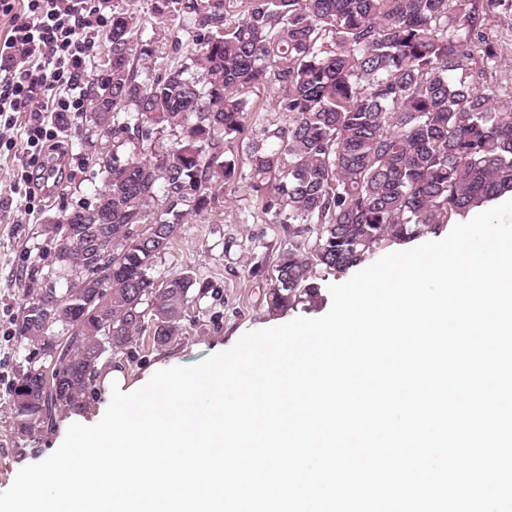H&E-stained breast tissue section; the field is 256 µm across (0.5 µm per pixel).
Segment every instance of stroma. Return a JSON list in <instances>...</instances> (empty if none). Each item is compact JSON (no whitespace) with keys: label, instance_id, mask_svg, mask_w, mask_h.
Listing matches in <instances>:
<instances>
[{"label":"stroma","instance_id":"1","mask_svg":"<svg viewBox=\"0 0 512 512\" xmlns=\"http://www.w3.org/2000/svg\"><path fill=\"white\" fill-rule=\"evenodd\" d=\"M154 0H111L113 9L128 10L146 27L164 62L174 63L169 52L174 37L184 26L181 16H158ZM486 41L473 48L475 61L486 49H494L497 63L488 69L480 84L492 90L496 101L512 100V12L493 11L486 24ZM0 139L10 141L0 152V492L7 490L25 466L52 454L71 424L97 423L107 409L112 386L101 383L83 410L60 416L56 425L34 439H18L11 420V385L19 369L37 361L35 348L21 346L15 334L16 316L26 290L43 285L56 265L57 243L44 231L62 214L93 203L104 188L94 158L100 157V138L91 130L88 113L77 115L63 134V147L50 158L59 170L54 182L41 183L35 191L33 210H26L25 186L19 179L25 141L20 127L0 126ZM241 177L226 186L212 211L185 219L166 253L156 261L155 278L166 279L186 270L198 281L211 283L208 294L190 305L181 322L177 340L165 349L153 347L149 331L137 335L126 353L113 356V367L125 383H147L158 370L191 366L204 358L232 348L247 332L275 327L298 317L318 318L331 308L330 285L341 284L350 272L325 273L319 281L321 300L316 306L297 307L268 314L266 293L274 265L288 248L285 225L270 223L263 214L246 177L249 166L239 158Z\"/></svg>","mask_w":512,"mask_h":512}]
</instances>
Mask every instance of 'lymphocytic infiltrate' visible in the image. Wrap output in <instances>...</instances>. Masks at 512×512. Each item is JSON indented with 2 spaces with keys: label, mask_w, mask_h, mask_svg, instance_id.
Here are the masks:
<instances>
[{
  "label": "lymphocytic infiltrate",
  "mask_w": 512,
  "mask_h": 512,
  "mask_svg": "<svg viewBox=\"0 0 512 512\" xmlns=\"http://www.w3.org/2000/svg\"><path fill=\"white\" fill-rule=\"evenodd\" d=\"M109 0H0V117L22 123L35 166L68 118L84 112Z\"/></svg>",
  "instance_id": "f902f5d3"
}]
</instances>
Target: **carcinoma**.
<instances>
[{"mask_svg":"<svg viewBox=\"0 0 512 512\" xmlns=\"http://www.w3.org/2000/svg\"><path fill=\"white\" fill-rule=\"evenodd\" d=\"M229 2L154 0L155 14L183 16L194 49L190 63L159 70L147 66L157 50L134 16L112 12L90 116L97 135L112 138V158L100 165L96 204L71 211L91 224L98 204L111 207L112 266L96 271L105 314L90 316L83 288L28 289L17 338L45 362L19 370L12 385L20 438L81 407L108 358L144 325L158 348L177 338L197 279L185 271L159 286L154 262L184 218L213 209L236 180L238 153L264 214L292 237L267 292L271 314L317 304V269L355 267L512 191V106L496 104L471 74L488 12L512 10V0H239L234 22ZM269 83L288 123L268 120L247 137L250 94ZM167 135L176 142L157 150ZM138 224L158 229L142 239ZM61 228L45 231L57 238L66 283L84 251L64 244ZM54 294L65 314L35 316ZM45 371L61 385L57 396L22 392Z\"/></svg>","mask_w":512,"mask_h":512,"instance_id":"cac0c4a2","label":"carcinoma"}]
</instances>
